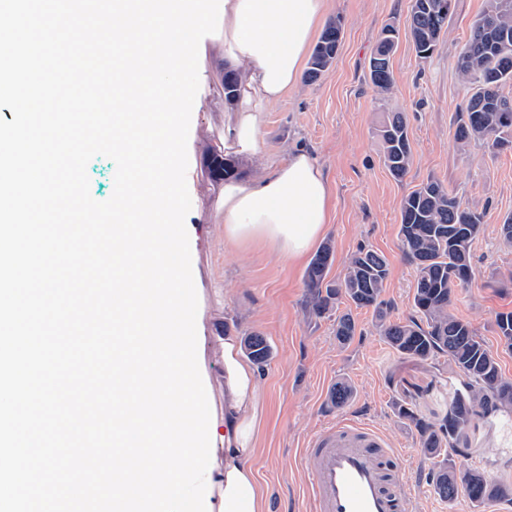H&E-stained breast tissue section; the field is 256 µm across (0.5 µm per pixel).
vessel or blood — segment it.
Returning <instances> with one entry per match:
<instances>
[{
    "label": "vessel or blood",
    "instance_id": "1",
    "mask_svg": "<svg viewBox=\"0 0 512 512\" xmlns=\"http://www.w3.org/2000/svg\"><path fill=\"white\" fill-rule=\"evenodd\" d=\"M396 459L370 427L343 421L315 436L300 454L310 512H407V492L390 479Z\"/></svg>",
    "mask_w": 512,
    "mask_h": 512
}]
</instances>
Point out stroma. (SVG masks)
<instances>
[{"instance_id": "stroma-1", "label": "stroma", "mask_w": 512, "mask_h": 512, "mask_svg": "<svg viewBox=\"0 0 512 512\" xmlns=\"http://www.w3.org/2000/svg\"><path fill=\"white\" fill-rule=\"evenodd\" d=\"M411 0H331L327 21H341L343 39L331 67L316 83H302L272 106L259 135L263 153L285 156L302 148L323 166L333 189L334 213L326 243L333 248L329 280L342 277L349 256L365 247L385 255L389 276L382 294L394 320L414 316L416 267L399 238L404 194L429 179L448 186L463 206L483 217L472 246L474 276L455 289L451 311L469 321L512 379V350L501 343L497 313L512 311V247L500 226L512 215V154H491L478 141L459 146L455 116L467 87L456 59L485 0H454L447 35L431 58H418L406 25ZM397 26L400 37L391 58L395 87L391 98L375 95L369 62L383 30ZM199 77L207 82V102L185 119V145L177 175L185 185L181 222L186 240L185 285L192 306L189 328L199 341L195 359L207 394L199 411L217 419L224 411V332H257L272 355L258 373L268 411L253 461L269 488L266 512H308L310 475L299 463L309 441L341 421L383 433L400 456L394 481L409 494L410 512H512V501L476 507L466 496L440 499L428 485L433 455L424 453L412 422L399 407L438 422L462 378L447 358L422 361L400 355L374 328L372 311L353 310L354 339L336 338V312L315 318L306 309V264L291 263L260 250L224 243L220 200L206 157L224 137L223 72L214 70L221 43L201 38ZM404 112L413 161L403 180L383 164L379 129L388 112ZM348 381L352 400L329 402L334 383ZM459 454L474 468L512 485V419L475 418L469 444Z\"/></svg>"}]
</instances>
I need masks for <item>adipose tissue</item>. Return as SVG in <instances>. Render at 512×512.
Here are the masks:
<instances>
[{"label": "adipose tissue", "mask_w": 512, "mask_h": 512, "mask_svg": "<svg viewBox=\"0 0 512 512\" xmlns=\"http://www.w3.org/2000/svg\"><path fill=\"white\" fill-rule=\"evenodd\" d=\"M328 12V0H112V40L126 57L127 75L112 94L113 256L134 261L129 279L112 301V323L121 337L113 347L112 508L114 512H180L173 486L187 481L200 454L221 453L199 480L193 512H265L267 488L253 466L266 414V396L239 336L224 337L222 429L188 406L205 398V383L189 353L180 368L167 365L168 345H139L144 321L176 320L187 326L190 299L184 270L166 263L169 249L184 240L161 233L178 225L183 185L175 175L182 157L186 113L203 104L200 83L179 76L182 60L196 54V41L177 39L185 18L211 31L224 45L219 66L237 70L239 92L224 129V148L260 150L259 133L274 104L298 88L306 57ZM156 50L143 58L141 33ZM165 124L166 139L151 136ZM224 241L262 247L298 261L324 237L331 222L332 190L323 167L308 152L267 157L261 175L231 179L222 191ZM147 376L153 391L141 396L131 378ZM137 426L143 449L124 436Z\"/></svg>", "instance_id": "obj_1"}]
</instances>
